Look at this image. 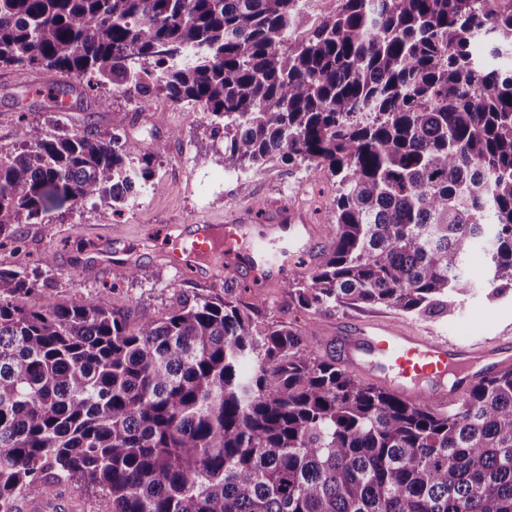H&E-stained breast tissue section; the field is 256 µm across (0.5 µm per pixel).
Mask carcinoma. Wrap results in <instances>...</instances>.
Listing matches in <instances>:
<instances>
[{"label": "carcinoma", "mask_w": 512, "mask_h": 512, "mask_svg": "<svg viewBox=\"0 0 512 512\" xmlns=\"http://www.w3.org/2000/svg\"><path fill=\"white\" fill-rule=\"evenodd\" d=\"M0 0V68L165 95L224 139V168L276 159L337 178L328 250L281 288L306 311L442 318L512 292V0ZM135 57L138 62L131 63ZM31 126L0 150V244L67 201L114 211L161 145ZM224 283L160 319L58 302L0 268V512L31 488L112 512H512V368L446 404L315 356ZM57 504L58 512H111L112 502L98 492L81 491L74 484L59 487Z\"/></svg>", "instance_id": "cac0c4a2"}]
</instances>
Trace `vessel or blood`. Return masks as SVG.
<instances>
[{
    "label": "vessel or blood",
    "instance_id": "vessel-or-blood-1",
    "mask_svg": "<svg viewBox=\"0 0 512 512\" xmlns=\"http://www.w3.org/2000/svg\"><path fill=\"white\" fill-rule=\"evenodd\" d=\"M238 243L236 225L197 222L191 224L186 243H172L163 254L170 265L182 268L222 249L244 264L261 265L266 277L279 280L287 275L296 257L311 252L314 238L310 225L292 221L266 225L248 248H239ZM344 354L352 361L362 354L369 356L371 367L392 377L394 388L404 396L412 395L421 380H443L454 367L464 371L456 384L460 390L512 367L511 342L458 347L403 331L385 321L359 323L344 341Z\"/></svg>",
    "mask_w": 512,
    "mask_h": 512
}]
</instances>
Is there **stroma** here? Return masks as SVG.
I'll return each mask as SVG.
<instances>
[{
    "label": "stroma",
    "instance_id": "obj_1",
    "mask_svg": "<svg viewBox=\"0 0 512 512\" xmlns=\"http://www.w3.org/2000/svg\"><path fill=\"white\" fill-rule=\"evenodd\" d=\"M61 75L44 69H0V149H12L21 125L75 131L94 125L112 131V113L126 111L129 136L146 146L161 143L163 156L154 166L147 193L129 201L118 215L93 203L66 202L48 214L44 223L17 227L16 247L0 250V267L35 272L37 285L50 289L61 301L104 300L129 308L133 319L164 317L179 300L194 295L224 293L225 270L231 264L220 253L178 269L161 258L164 244L182 237L194 222L268 223L286 207L297 209L306 223L326 226L336 208V184L328 172L291 170L271 160L262 167L234 172L224 167V143L214 137L208 120L192 115L188 105L164 96L130 103L121 91L103 89L100 95L73 96L66 110L48 97L30 95L37 81L58 83ZM107 106H99V99ZM248 183L241 193L240 183ZM127 248V257L139 272L135 279L112 288V269L104 254ZM475 292L455 311L437 320H414L385 307L331 306L317 312L289 307L279 283H266L256 271L240 268L234 279L263 296L264 320H285L297 328L314 324L309 344L321 358L342 359L343 336L355 323L385 319L423 336L457 345L474 341L512 340V296L487 299L484 285L488 265L484 250L467 261Z\"/></svg>",
    "mask_w": 512,
    "mask_h": 512
}]
</instances>
